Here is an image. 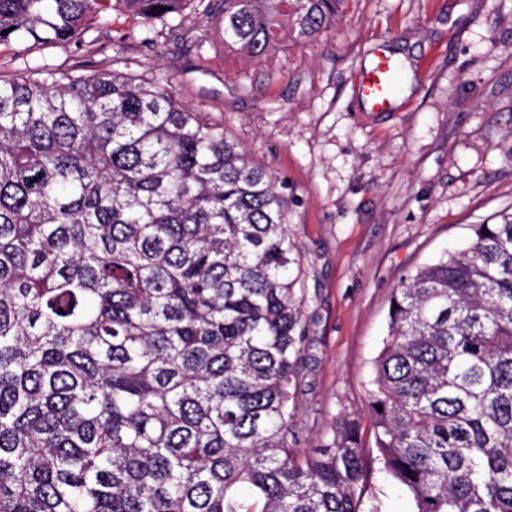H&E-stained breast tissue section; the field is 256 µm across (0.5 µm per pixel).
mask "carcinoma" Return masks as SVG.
<instances>
[{
  "label": "carcinoma",
  "mask_w": 512,
  "mask_h": 512,
  "mask_svg": "<svg viewBox=\"0 0 512 512\" xmlns=\"http://www.w3.org/2000/svg\"><path fill=\"white\" fill-rule=\"evenodd\" d=\"M188 2L0 0V45ZM342 2L197 7L257 60L281 18L307 39ZM284 211L157 83L0 75V512H362L356 422L312 453L289 438L305 330ZM472 231L393 289L372 363L373 445L411 512H512V208Z\"/></svg>",
  "instance_id": "1"
}]
</instances>
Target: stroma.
<instances>
[{"mask_svg": "<svg viewBox=\"0 0 512 512\" xmlns=\"http://www.w3.org/2000/svg\"><path fill=\"white\" fill-rule=\"evenodd\" d=\"M222 26L189 8L157 32L116 9L76 42L0 46V74L112 71L223 122L287 202L306 325L291 433L317 448L345 415L370 445L366 390L393 289L512 206V0H344L335 26L308 41L283 31L259 61L225 46ZM377 53L406 72L387 112L355 90ZM364 503L410 509L375 461Z\"/></svg>", "mask_w": 512, "mask_h": 512, "instance_id": "obj_1", "label": "stroma"}]
</instances>
